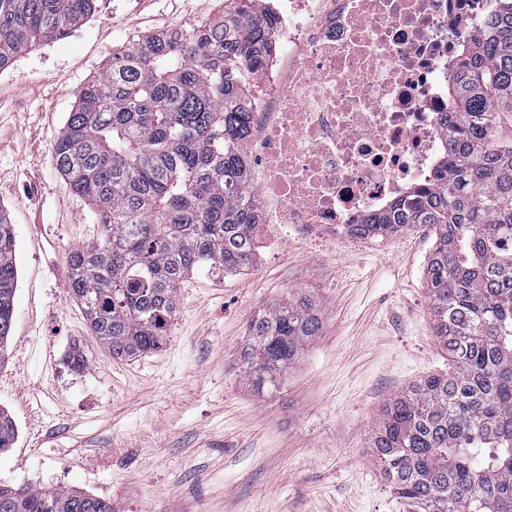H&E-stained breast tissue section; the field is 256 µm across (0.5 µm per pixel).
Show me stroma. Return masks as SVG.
I'll return each mask as SVG.
<instances>
[{
	"label": "stroma",
	"instance_id": "obj_1",
	"mask_svg": "<svg viewBox=\"0 0 512 512\" xmlns=\"http://www.w3.org/2000/svg\"><path fill=\"white\" fill-rule=\"evenodd\" d=\"M223 7L98 0L80 29L0 71V208L18 266L0 366L17 440L0 453V484L74 489L112 512H408L371 440L387 401L448 368L424 288L430 228L347 241L322 224L260 225L255 264L186 280L166 344L136 358L105 350L70 294L68 254L99 226L53 145L82 87L139 37ZM300 294L318 303L321 331L278 392L256 393L238 362L247 325Z\"/></svg>",
	"mask_w": 512,
	"mask_h": 512
}]
</instances>
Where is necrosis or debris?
Instances as JSON below:
<instances>
[{"label":"necrosis or debris","mask_w":512,"mask_h":512,"mask_svg":"<svg viewBox=\"0 0 512 512\" xmlns=\"http://www.w3.org/2000/svg\"><path fill=\"white\" fill-rule=\"evenodd\" d=\"M496 0H259L272 52L251 134L263 224L352 227L427 185L445 152L448 66Z\"/></svg>","instance_id":"obj_1"}]
</instances>
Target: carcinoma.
I'll return each mask as SVG.
<instances>
[{
  "mask_svg": "<svg viewBox=\"0 0 512 512\" xmlns=\"http://www.w3.org/2000/svg\"><path fill=\"white\" fill-rule=\"evenodd\" d=\"M455 60V116L427 187L412 188L356 235L435 228L425 269L434 328L451 370L387 403L372 437L393 494L412 512H512V0ZM190 30L145 36L112 57L79 95L57 137L59 172L94 208L100 237L68 257L71 293L114 356L166 342L180 285L195 271L250 268L258 251L255 190L237 143L250 131L251 75L272 22L255 0ZM96 0H0V70L34 44L79 29ZM18 282L15 230L0 208V364ZM317 303L278 301L248 324L239 363L252 388L273 391L319 335ZM17 435L0 410V451ZM0 512H112L55 487L0 486Z\"/></svg>",
  "mask_w": 512,
  "mask_h": 512,
  "instance_id": "cac0c4a2",
  "label": "carcinoma"
}]
</instances>
